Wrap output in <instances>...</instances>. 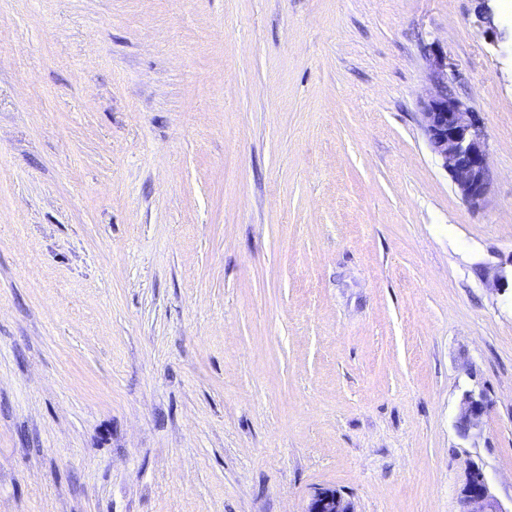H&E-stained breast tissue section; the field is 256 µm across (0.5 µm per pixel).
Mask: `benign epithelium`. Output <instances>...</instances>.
I'll return each instance as SVG.
<instances>
[{
  "label": "benign epithelium",
  "instance_id": "obj_1",
  "mask_svg": "<svg viewBox=\"0 0 512 512\" xmlns=\"http://www.w3.org/2000/svg\"><path fill=\"white\" fill-rule=\"evenodd\" d=\"M457 77L456 70L448 69L444 56H434L433 92L423 102L422 129L429 147L453 178L462 199L477 207L485 200L491 183L486 140L477 113L448 90V84ZM491 282L500 292L512 290V254L492 267ZM491 407V399L483 389L477 386L463 389L454 418L458 437L476 443L482 436ZM459 503V512H512L500 502L478 466L469 472ZM305 512H352V509L336 491L325 489L312 496Z\"/></svg>",
  "mask_w": 512,
  "mask_h": 512
}]
</instances>
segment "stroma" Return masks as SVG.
<instances>
[{
	"instance_id": "stroma-1",
	"label": "stroma",
	"mask_w": 512,
	"mask_h": 512,
	"mask_svg": "<svg viewBox=\"0 0 512 512\" xmlns=\"http://www.w3.org/2000/svg\"><path fill=\"white\" fill-rule=\"evenodd\" d=\"M478 5L0 0V512H459L473 463L512 504V9L493 41ZM457 77L455 69L448 71L443 55L434 56L433 92L423 102L422 129L462 199L477 207L485 200L491 183L486 140L477 113L448 90V83ZM491 407V399L483 389L477 386L463 389L453 424L458 437L475 444L482 436L485 419ZM305 512H353L348 502H345L336 491L325 489L316 492Z\"/></svg>"
}]
</instances>
